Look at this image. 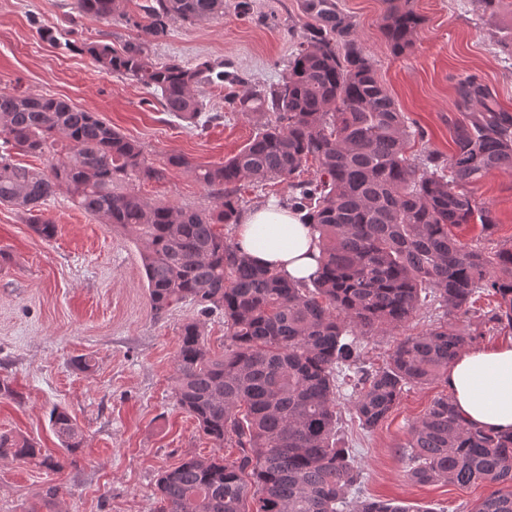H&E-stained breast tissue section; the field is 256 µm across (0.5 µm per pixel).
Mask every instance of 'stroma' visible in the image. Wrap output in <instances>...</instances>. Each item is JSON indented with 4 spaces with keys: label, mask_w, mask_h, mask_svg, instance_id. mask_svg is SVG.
Masks as SVG:
<instances>
[{
    "label": "stroma",
    "mask_w": 512,
    "mask_h": 512,
    "mask_svg": "<svg viewBox=\"0 0 512 512\" xmlns=\"http://www.w3.org/2000/svg\"><path fill=\"white\" fill-rule=\"evenodd\" d=\"M371 55L377 76L397 107L425 137L418 155L454 152L452 126L463 119L457 83L476 76L499 106L512 112V0L495 13L475 0H413L424 23L413 50L394 56L382 33L384 0H339ZM301 0H224L223 18L194 25L174 23L155 43L152 57L193 67L221 61L246 82L274 83L303 34ZM52 27L58 45L40 40L38 25ZM137 35L105 21L78 17L71 0H0V94L51 95L98 113L162 163L172 155L211 165L237 153L256 126L226 111L228 86L207 85L199 94L221 115L205 131L169 116L149 89L127 76L100 70L68 40L105 41L114 49ZM139 195L168 204L204 207L212 198L185 169L166 180L137 185ZM496 221L456 228L469 246L494 254L512 246V171H494L473 189ZM43 215L58 225L55 239L33 232L24 215L0 206V432L23 435L53 455L63 450L47 412L62 406L81 428L85 447L75 464L52 473L27 460L0 459V512H31L51 485L61 488L59 512H157L159 473L189 455L237 456L216 449L172 394L179 327L194 314L183 305L165 319L151 313L140 250L125 231L92 220L68 194L47 201ZM421 314L405 329L362 341V360L380 367L397 341L435 323ZM93 361L82 370L81 359ZM448 388L443 381L407 387L398 405L374 430L361 429L348 391L336 400L342 430L356 452L364 496L395 500L426 512H472L489 491L469 486L419 484L406 476L403 449L411 424Z\"/></svg>",
    "instance_id": "1"
}]
</instances>
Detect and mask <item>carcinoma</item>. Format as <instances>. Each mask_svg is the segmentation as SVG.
Returning <instances> with one entry per match:
<instances>
[{
    "label": "carcinoma",
    "mask_w": 512,
    "mask_h": 512,
    "mask_svg": "<svg viewBox=\"0 0 512 512\" xmlns=\"http://www.w3.org/2000/svg\"><path fill=\"white\" fill-rule=\"evenodd\" d=\"M74 0L81 17L121 22L137 37L121 50L82 43L103 71L151 89L162 111L203 131L220 119L197 95L204 84H237L224 62L193 68L152 61V43L176 22L224 16V0ZM382 30L394 56L409 52L424 19L410 0H385ZM306 25L276 83L229 92L230 111L255 119L256 133L237 153L207 166L171 155L154 163L95 112L52 96L0 95V205L27 215L51 241L58 225L43 205L59 192L101 224L130 234L141 249L153 315L191 304L197 316L180 326L174 398L217 448L235 458L185 457L160 472L158 512H429L360 496L355 449L339 435L336 393L355 396L362 429L378 427L410 385L448 380L468 346L503 322L512 326V247L492 256L449 227L479 222L489 211L470 188L512 168V112L478 78L459 83L472 113L456 122L453 154L408 155L425 137L400 112L337 0H302ZM65 152L49 170L14 155L43 157L58 141ZM314 159L315 177L299 180ZM184 168L215 194L204 208L158 203L135 185ZM288 185L284 203L306 214L318 233L319 267L307 283L256 263L218 233L237 224L241 183ZM498 297L489 311L480 295ZM442 309L431 328L401 339L382 367L361 360L359 337L403 328L422 310ZM224 317V355L211 354L201 318ZM49 425L67 455L85 447L63 407ZM407 476L421 484H488L473 512H512V435L469 425L452 397L432 403L409 430ZM36 459L60 472L64 462L28 438L0 433V458Z\"/></svg>",
    "instance_id": "obj_1"
}]
</instances>
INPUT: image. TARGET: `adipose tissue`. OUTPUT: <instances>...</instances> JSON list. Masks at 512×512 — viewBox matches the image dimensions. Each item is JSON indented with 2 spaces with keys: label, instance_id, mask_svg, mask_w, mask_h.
Returning <instances> with one entry per match:
<instances>
[{
  "label": "adipose tissue",
  "instance_id": "1",
  "mask_svg": "<svg viewBox=\"0 0 512 512\" xmlns=\"http://www.w3.org/2000/svg\"><path fill=\"white\" fill-rule=\"evenodd\" d=\"M240 245L259 264L293 281L318 269L317 234L304 213L269 202L242 213L236 226ZM448 389L471 425L512 432V341L463 352L448 371Z\"/></svg>",
  "mask_w": 512,
  "mask_h": 512
}]
</instances>
